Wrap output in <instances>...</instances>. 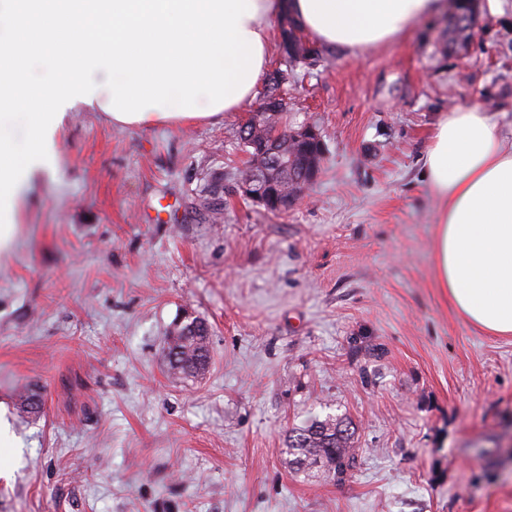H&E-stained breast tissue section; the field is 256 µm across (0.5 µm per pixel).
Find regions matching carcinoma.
<instances>
[{
    "label": "carcinoma",
    "mask_w": 512,
    "mask_h": 512,
    "mask_svg": "<svg viewBox=\"0 0 512 512\" xmlns=\"http://www.w3.org/2000/svg\"><path fill=\"white\" fill-rule=\"evenodd\" d=\"M474 22V0H448V18L444 34L446 48L456 51L467 45L466 29ZM302 26L288 12H283L280 20L279 46L304 45ZM323 57V50L311 43L306 54L299 57L284 53L282 67L276 70L279 79L268 78L263 96H272L295 77L300 67L313 64ZM269 125L256 132L251 122L243 123L238 129L239 145L249 156L250 164L238 174L245 180L259 171L263 162H269L281 150L288 154L284 166L269 168L264 177L265 208L281 211L287 208L285 200L297 199L302 189L311 185L321 170L326 157V144L322 134L292 135L294 128L282 117L267 116ZM175 336L167 347L168 369L178 379L195 378L209 366L210 327L198 317H185L174 325ZM354 428L344 417L331 416L320 419L311 417L299 426L288 431L287 448L289 463L297 472H307L322 468L327 477L337 483L346 480L356 467L357 456L352 445Z\"/></svg>",
    "instance_id": "cac0c4a2"
}]
</instances>
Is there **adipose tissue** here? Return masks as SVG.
<instances>
[{"label":"adipose tissue","mask_w":512,"mask_h":512,"mask_svg":"<svg viewBox=\"0 0 512 512\" xmlns=\"http://www.w3.org/2000/svg\"><path fill=\"white\" fill-rule=\"evenodd\" d=\"M285 10L357 56L404 41L448 0H0V249L23 186L55 177L69 113L120 128L223 118L254 98ZM420 179L442 203L438 287L467 323L512 336V141L495 115L442 113Z\"/></svg>","instance_id":"ef3b65f1"}]
</instances>
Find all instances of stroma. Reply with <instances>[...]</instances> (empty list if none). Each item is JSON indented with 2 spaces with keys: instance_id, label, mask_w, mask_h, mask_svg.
Instances as JSON below:
<instances>
[{
  "instance_id": "35a3bbf8",
  "label": "stroma",
  "mask_w": 512,
  "mask_h": 512,
  "mask_svg": "<svg viewBox=\"0 0 512 512\" xmlns=\"http://www.w3.org/2000/svg\"><path fill=\"white\" fill-rule=\"evenodd\" d=\"M486 4L465 53L432 22L298 70L288 117L320 126L326 160L277 213L237 186L255 103L149 128L70 113L0 260V409L22 442L0 512H512V337L436 288L419 182L441 113L478 104L512 136V0ZM186 314L212 361L176 380L163 346ZM312 415L357 426L344 482L288 467Z\"/></svg>"
}]
</instances>
